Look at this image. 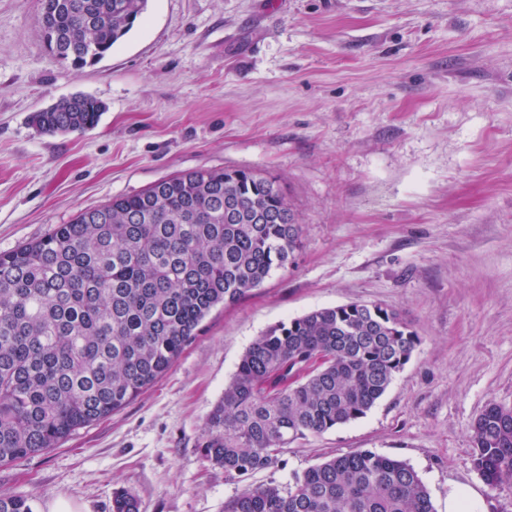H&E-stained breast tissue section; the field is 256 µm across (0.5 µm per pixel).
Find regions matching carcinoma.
<instances>
[{"instance_id":"obj_1","label":"carcinoma","mask_w":512,"mask_h":512,"mask_svg":"<svg viewBox=\"0 0 512 512\" xmlns=\"http://www.w3.org/2000/svg\"><path fill=\"white\" fill-rule=\"evenodd\" d=\"M43 40L73 67L106 57L148 0H40ZM93 49L95 57L88 56ZM86 95L34 112L37 132L94 127ZM276 179L204 169L80 212L48 236L0 254V462L41 454L143 394L219 304L261 287L301 246ZM419 336L397 310L325 307L258 336L205 422L202 456L243 483L224 512H435L408 463L360 449L296 473L288 487L247 479L282 449L364 417L409 362ZM473 462L491 486L512 481V409L472 424ZM0 512H33L0 492ZM112 512H141L125 491Z\"/></svg>"}]
</instances>
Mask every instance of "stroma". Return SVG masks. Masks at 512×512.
Instances as JSON below:
<instances>
[{"label": "stroma", "instance_id": "stroma-1", "mask_svg": "<svg viewBox=\"0 0 512 512\" xmlns=\"http://www.w3.org/2000/svg\"><path fill=\"white\" fill-rule=\"evenodd\" d=\"M39 12L0 0V253L214 168L276 178L302 244L137 399L0 465V489L34 512H112L122 489L142 512H224L242 485L199 443L242 355L278 322L363 302L406 314L410 361L365 417L294 441L251 483L368 448L409 463L436 512L454 482L512 512L471 437L489 404L512 408V0H149L79 69L48 55ZM75 94L104 103L94 128L30 127Z\"/></svg>", "mask_w": 512, "mask_h": 512}]
</instances>
